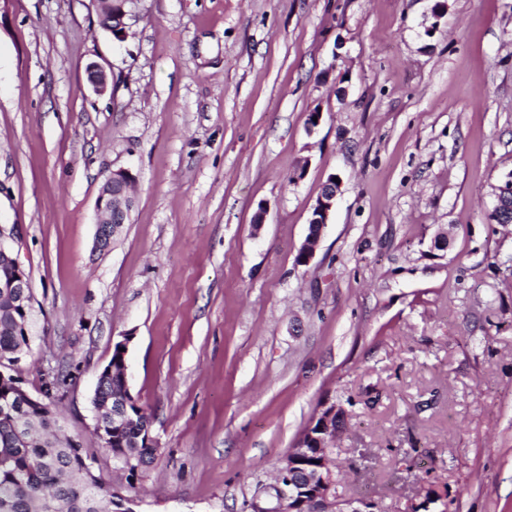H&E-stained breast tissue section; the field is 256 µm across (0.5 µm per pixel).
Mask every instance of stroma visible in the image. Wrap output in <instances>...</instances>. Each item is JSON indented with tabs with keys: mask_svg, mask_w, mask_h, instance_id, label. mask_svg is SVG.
<instances>
[{
	"mask_svg": "<svg viewBox=\"0 0 512 512\" xmlns=\"http://www.w3.org/2000/svg\"><path fill=\"white\" fill-rule=\"evenodd\" d=\"M126 8L120 43L93 0H0V224L20 228L39 325L27 389L68 374L52 403L139 512H241L334 403L341 498L512 512V225L489 219L512 173V0ZM120 169L135 207L99 252L96 197ZM123 340L158 446L132 477L91 404ZM330 185L326 196L320 198V202L315 207V214H313L309 221L308 236L298 252L301 255V265L309 263L310 259L314 256L315 246L328 224L331 210L340 190V183L334 182V178ZM319 215H322V217Z\"/></svg>",
	"mask_w": 512,
	"mask_h": 512,
	"instance_id": "1",
	"label": "stroma"
}]
</instances>
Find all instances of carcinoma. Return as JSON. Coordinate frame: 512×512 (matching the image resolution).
I'll list each match as a JSON object with an SVG mask.
<instances>
[{"label": "carcinoma", "mask_w": 512, "mask_h": 512, "mask_svg": "<svg viewBox=\"0 0 512 512\" xmlns=\"http://www.w3.org/2000/svg\"><path fill=\"white\" fill-rule=\"evenodd\" d=\"M19 288L0 292V361L11 365L31 351L33 322L22 312ZM124 386L118 369L98 386L97 408L112 424V394ZM147 415L113 427L103 442L130 472L149 464L157 451L144 441ZM50 403L31 405L13 386L0 385V512H116L119 498L103 487L79 443L60 437Z\"/></svg>", "instance_id": "carcinoma-1"}]
</instances>
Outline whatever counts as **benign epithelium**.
Segmentation results:
<instances>
[{"mask_svg": "<svg viewBox=\"0 0 512 512\" xmlns=\"http://www.w3.org/2000/svg\"><path fill=\"white\" fill-rule=\"evenodd\" d=\"M97 14L104 11L115 12L118 22L116 29H108L109 33H117V39L122 41L127 36V11L121 5L123 0H94ZM87 74L93 89L103 94L108 88V75L97 63L87 65ZM133 176L126 170L113 172L102 183L95 204L96 247L104 251L108 249L114 237L118 236L122 227L129 223L134 204L129 188ZM340 184L332 181L326 196L320 198L316 205L315 214L308 224V236L299 249L302 264L309 263L314 256L315 246L328 224L331 210ZM19 237L18 226L13 224L6 227L0 224V255L13 261L14 275L0 282V291L10 292L14 288H29L30 281L25 276V270L14 253L12 242ZM12 380L31 403L41 401V397L29 393L19 381L13 370L0 366V381ZM319 420L316 432L310 434L311 447L305 444L294 449L297 453L295 461L288 467L281 468L276 482L263 488L262 492L249 501L251 512H308V508L316 506L315 512H375L376 502L369 498L342 499L334 492L337 482L334 473L328 465L325 453L330 448L329 440L336 439L347 424L346 413L334 405L325 407L316 416Z\"/></svg>", "mask_w": 512, "mask_h": 512, "instance_id": "obj_1", "label": "benign epithelium"}]
</instances>
